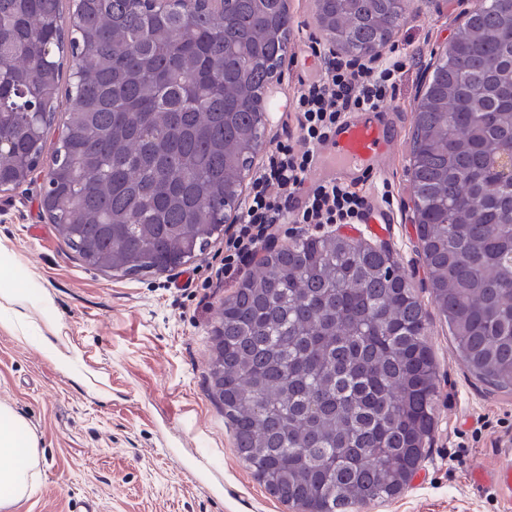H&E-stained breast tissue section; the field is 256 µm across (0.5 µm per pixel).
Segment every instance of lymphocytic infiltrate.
<instances>
[{"mask_svg": "<svg viewBox=\"0 0 512 512\" xmlns=\"http://www.w3.org/2000/svg\"><path fill=\"white\" fill-rule=\"evenodd\" d=\"M313 57L293 93L285 120L288 134L262 162L239 222L224 240V274L253 258L271 239L276 225L290 221L318 227L356 224L374 200L387 204L393 198L387 184L373 197L356 184L336 179L314 183L310 175L318 146L347 114L377 112L396 101L406 63L387 57L369 66L318 51Z\"/></svg>", "mask_w": 512, "mask_h": 512, "instance_id": "f902f5d3", "label": "lymphocytic infiltrate"}]
</instances>
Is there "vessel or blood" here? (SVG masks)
<instances>
[{
    "mask_svg": "<svg viewBox=\"0 0 512 512\" xmlns=\"http://www.w3.org/2000/svg\"><path fill=\"white\" fill-rule=\"evenodd\" d=\"M393 134L376 112L345 118L320 148V165L331 176L358 180L374 174L388 156ZM500 496L512 505V457L504 456L494 473Z\"/></svg>",
    "mask_w": 512,
    "mask_h": 512,
    "instance_id": "obj_1",
    "label": "vessel or blood"
}]
</instances>
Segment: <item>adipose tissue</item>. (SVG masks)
I'll list each match as a JSON object with an SVG mask.
<instances>
[{
    "instance_id": "obj_1",
    "label": "adipose tissue",
    "mask_w": 512,
    "mask_h": 512,
    "mask_svg": "<svg viewBox=\"0 0 512 512\" xmlns=\"http://www.w3.org/2000/svg\"><path fill=\"white\" fill-rule=\"evenodd\" d=\"M23 429V421L0 404V512L29 493L38 442L35 435H24Z\"/></svg>"
}]
</instances>
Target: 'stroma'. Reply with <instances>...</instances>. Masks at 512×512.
Wrapping results in <instances>:
<instances>
[{
    "mask_svg": "<svg viewBox=\"0 0 512 512\" xmlns=\"http://www.w3.org/2000/svg\"><path fill=\"white\" fill-rule=\"evenodd\" d=\"M477 0H411L388 46L412 58L389 118L400 146L384 180L394 203L385 233L365 224L343 236L388 244L424 303L438 372L436 424L429 453L409 488L370 512H512L493 481L512 448V394L477 379L456 353L429 295L411 210L410 160L415 106L437 56ZM288 64L274 90L279 103L265 132L282 138V110L311 39L316 0H288ZM62 129L51 127L32 182L0 191V289L28 294L29 339L0 331V404L35 434L32 490L9 512H293L259 485L240 459L224 407L211 391V331L217 310L243 280L217 276L224 241L186 265L119 277L86 265L57 236L40 199ZM51 340L69 356H47Z\"/></svg>",
    "mask_w": 512,
    "mask_h": 512,
    "instance_id": "35a3bbf8",
    "label": "stroma"
}]
</instances>
